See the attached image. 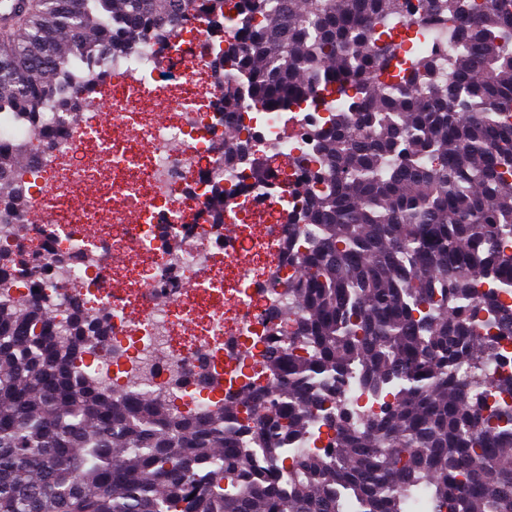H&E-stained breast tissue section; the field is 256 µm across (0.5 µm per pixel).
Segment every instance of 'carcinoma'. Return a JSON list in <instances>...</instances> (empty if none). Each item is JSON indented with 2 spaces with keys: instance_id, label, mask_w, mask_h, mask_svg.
Returning a JSON list of instances; mask_svg holds the SVG:
<instances>
[{
  "instance_id": "carcinoma-1",
  "label": "carcinoma",
  "mask_w": 512,
  "mask_h": 512,
  "mask_svg": "<svg viewBox=\"0 0 512 512\" xmlns=\"http://www.w3.org/2000/svg\"><path fill=\"white\" fill-rule=\"evenodd\" d=\"M196 2L41 0L0 46V113L70 111L77 68ZM243 2L264 24L220 55L226 129L241 82L278 111L338 76L359 95L312 133L325 187L289 222L298 272L280 282L302 314L269 315L288 344L267 349L266 385L214 375L224 395L185 411L76 375L107 320L77 310L61 336L44 301L0 291V512H406L421 486L424 512H512V373L484 371L512 340V10L427 0L434 20L466 16L452 77L422 52L385 85L397 47L376 25L405 0ZM246 158L264 179L267 160L224 135V159ZM17 160L0 144L9 211L28 206ZM354 369L381 402L360 425L338 392Z\"/></svg>"
}]
</instances>
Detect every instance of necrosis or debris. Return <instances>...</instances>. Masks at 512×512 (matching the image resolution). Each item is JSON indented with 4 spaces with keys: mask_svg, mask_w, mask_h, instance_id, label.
<instances>
[{
    "mask_svg": "<svg viewBox=\"0 0 512 512\" xmlns=\"http://www.w3.org/2000/svg\"><path fill=\"white\" fill-rule=\"evenodd\" d=\"M427 13L426 0H407L381 28L401 55L427 48L454 59L457 21L435 23ZM246 18L195 10L158 39L88 66L79 75V121L51 103L37 126L0 114V143L25 156L14 176L30 212L41 216L18 224L0 206V248L40 272L15 277L9 293L46 299L58 328L77 309L109 320L102 352L77 366L99 386L112 387L122 373L193 403L215 372L265 384L263 356L282 342L268 314L288 305L276 284L294 273L281 258L288 220L320 188L312 132L351 97L332 84L288 112L243 100L234 115L239 136L274 171L258 181L227 163L218 116L224 73L216 61L242 36ZM118 247L141 261L137 289L114 277ZM262 253L276 261L253 274L248 261Z\"/></svg>",
    "mask_w": 512,
    "mask_h": 512,
    "instance_id": "4bbe7bcc",
    "label": "necrosis or debris"
}]
</instances>
